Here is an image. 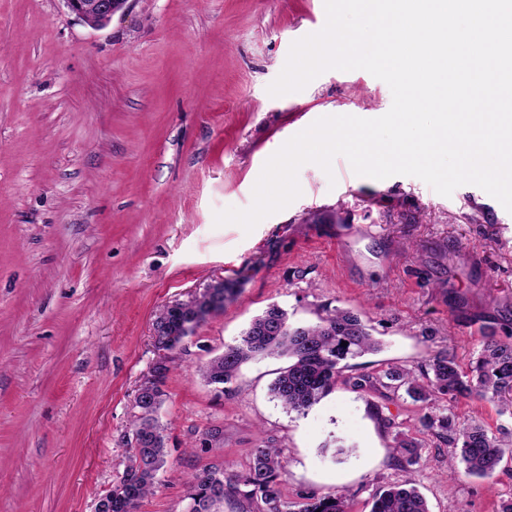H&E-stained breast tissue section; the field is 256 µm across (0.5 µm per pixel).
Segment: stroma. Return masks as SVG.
Wrapping results in <instances>:
<instances>
[{
	"instance_id": "obj_1",
	"label": "stroma",
	"mask_w": 512,
	"mask_h": 512,
	"mask_svg": "<svg viewBox=\"0 0 512 512\" xmlns=\"http://www.w3.org/2000/svg\"><path fill=\"white\" fill-rule=\"evenodd\" d=\"M325 21L324 0H128L95 30L63 0H0V512H95L125 468L155 319L223 277L243 291L173 355L167 463L137 512H188L190 477L245 471L261 445L279 449L291 501L342 490L370 512L409 475L430 512L512 498L511 454L493 477L448 479L452 447L420 422L453 414L512 437L498 403L348 383L426 372L439 352L465 367L487 331L512 334V213L498 200L359 176L339 155L328 173L304 164L300 196L252 232L214 224L251 206L265 161L305 126L390 109L389 86L364 70L268 93L292 43ZM273 304L294 324L352 310L382 346L299 412L270 391L283 358L204 381L200 367ZM400 433L420 443L410 474Z\"/></svg>"
}]
</instances>
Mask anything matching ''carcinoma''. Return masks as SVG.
<instances>
[{
  "instance_id": "1",
  "label": "carcinoma",
  "mask_w": 512,
  "mask_h": 512,
  "mask_svg": "<svg viewBox=\"0 0 512 512\" xmlns=\"http://www.w3.org/2000/svg\"><path fill=\"white\" fill-rule=\"evenodd\" d=\"M243 281L226 279L222 287L210 294L202 292L192 300L179 303L165 320L155 324L154 346L169 353L182 347L184 340L210 316L224 310L242 291ZM348 345H342V342ZM380 349L368 326L352 312L335 308L318 317L315 323L293 325L286 311L276 305L268 307L244 331L241 339L227 345L224 352L200 368L210 384L232 383L240 366L251 358L270 354L284 357L288 366L280 372L271 391L288 410L300 411L330 394L341 377L340 363ZM170 357L154 365L156 383L149 400L135 404L138 415L132 423L134 446L119 481L100 500L98 512H136L140 501L158 484V475L166 465L164 428L157 413L164 402L162 389L169 372ZM432 375L420 381L412 372L391 367L383 373L389 388L406 387L415 402H429L440 396L454 400L473 395L497 400L503 410L512 409V342L490 333L483 336L479 357L468 370L455 359L438 355L430 364ZM424 426L437 430L438 437L453 445L448 476L453 478L458 465L465 473L481 478L494 475L512 441L496 438L474 421L456 425L450 417L424 418ZM420 444L413 438L396 441L398 462L413 466L418 462ZM285 465L280 451L263 445L254 450L245 472L228 474L224 467L212 466L190 480L189 512H211V508L229 496L260 498L266 512H348V496L342 491L324 496H308L300 502L283 498L280 485ZM371 512H429L426 500L415 480L408 477L394 482L375 494Z\"/></svg>"
}]
</instances>
